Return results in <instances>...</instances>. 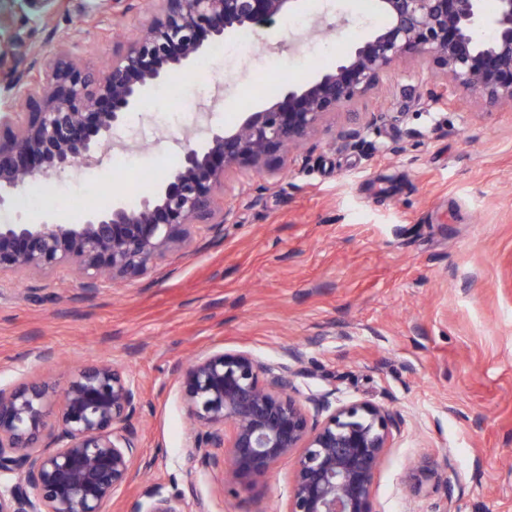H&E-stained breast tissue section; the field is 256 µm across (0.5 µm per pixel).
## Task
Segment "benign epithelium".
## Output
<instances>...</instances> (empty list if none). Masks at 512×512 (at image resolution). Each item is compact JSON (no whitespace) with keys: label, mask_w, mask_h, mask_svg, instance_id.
<instances>
[{"label":"benign epithelium","mask_w":512,"mask_h":512,"mask_svg":"<svg viewBox=\"0 0 512 512\" xmlns=\"http://www.w3.org/2000/svg\"><path fill=\"white\" fill-rule=\"evenodd\" d=\"M139 36L104 67H81L60 51L27 80L16 76L27 44L0 50V80L24 111L0 113V207L27 185L101 162L113 134L152 90L194 66L205 41L271 29L299 0H145ZM386 23L363 31L329 71L246 113L233 130L208 128L181 142L173 172L136 206L116 199L81 224H0V277H46L75 268L83 289L102 277L149 273L185 243L191 228L229 223L217 192L232 174L275 176L286 151L332 132L331 115L373 89L402 59L428 62L442 89L419 91L421 104L448 102L458 90L490 107L512 101V0H374ZM403 112H350L334 139L361 149L369 133ZM304 351L284 348L266 361L249 351H215L178 364L182 398L198 430L189 460L254 494L271 470L295 456L286 512H374L372 487L396 421L385 407L340 403L336 389L300 394ZM143 406L139 385L110 359L84 362L56 391L43 382L0 386V512H104L141 462L130 420ZM448 481L439 466L405 475L415 489ZM183 496L159 491L129 512H185Z\"/></svg>","instance_id":"benign-epithelium-1"}]
</instances>
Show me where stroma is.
I'll list each match as a JSON object with an SVG mask.
<instances>
[{"instance_id":"1","label":"stroma","mask_w":512,"mask_h":512,"mask_svg":"<svg viewBox=\"0 0 512 512\" xmlns=\"http://www.w3.org/2000/svg\"><path fill=\"white\" fill-rule=\"evenodd\" d=\"M342 17L348 26L310 35L296 51L294 30L279 19L243 54L216 60L213 75L181 73L180 98L154 90L118 134L137 142L151 128L156 140L91 169L104 206L130 200L142 173L150 189L164 180L185 134L231 128L269 100L260 82L269 59L290 75L276 82L279 92L321 73L319 38L344 52L364 25L355 0H339L328 19ZM147 19L137 8L118 20L108 9L88 13L82 0H60L45 19L26 0H0V43L27 41V76L63 46L96 68ZM439 81L429 64H397L332 123L344 125L351 110L401 111L403 121L379 124L358 151L320 134L285 158L279 176H232L219 198L231 211L223 232L200 231L143 277L102 281L93 294L70 268L0 278V385L26 375L61 388L73 367L109 356L143 392L130 426L151 472L134 473L105 512L191 484L212 512H285L293 459L250 499L189 469L196 430L174 367L222 350L274 360L287 345L306 350L301 394L332 378L340 401L393 413L375 512H434L442 502L448 512H512V106L489 111L479 94L459 91L452 104L417 107L414 87ZM70 182L51 180L40 207L0 208V224L82 223L84 213L57 194ZM43 348L55 358L37 360ZM425 460L447 461V485L406 490L404 474Z\"/></svg>"}]
</instances>
